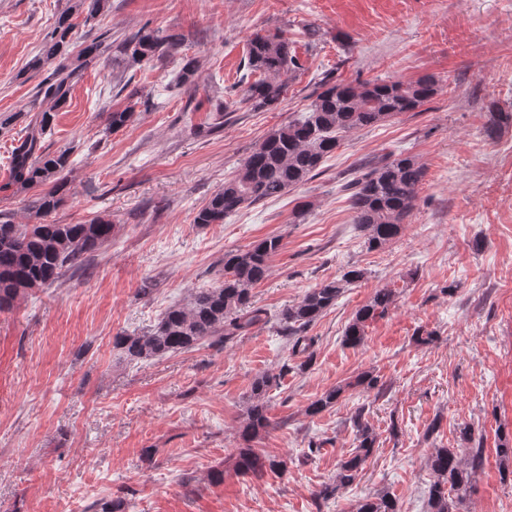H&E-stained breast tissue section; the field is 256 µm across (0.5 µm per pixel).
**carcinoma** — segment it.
Returning a JSON list of instances; mask_svg holds the SVG:
<instances>
[{
  "mask_svg": "<svg viewBox=\"0 0 512 512\" xmlns=\"http://www.w3.org/2000/svg\"><path fill=\"white\" fill-rule=\"evenodd\" d=\"M107 0H78L75 9L85 13L84 24L104 10ZM72 10L62 12L41 52L29 63L34 70L50 66L37 85L36 97L47 107L30 117L11 150L6 191L41 187L43 191L28 204L33 224H16L0 212V312L11 310L25 294L48 288L85 269L112 240L114 224L97 216L84 224H54L47 221L69 191L71 150L50 152L45 136L51 131L57 110L71 97L86 70L101 61L122 59L130 66L162 60L183 43L181 35L161 36L143 25L120 41L104 32L74 52L71 41ZM246 67L261 78L244 91L242 101L252 110L276 107L287 95L290 75L301 69L296 51L283 33L256 34L247 47ZM439 90L432 76L414 81L332 82L314 91L315 99L306 112L271 131L241 162L234 173L198 211V224H222L238 210L268 199L279 198L315 176L323 162L340 146L343 135L379 125L429 103ZM136 119V103L105 113V132H116ZM425 167L417 157L390 153L362 166L345 185L352 223L363 233L364 244L378 249L395 238L415 208ZM282 248V238L273 235L253 242L246 249L224 253V281L214 288L191 293L184 305L167 309L153 330L144 335L118 334L114 347L129 361L162 359L189 351L206 340L228 341L268 321L267 311L255 305L252 290L269 274L272 256ZM363 273L348 269L340 276L309 289L295 304L279 315L281 330L293 337L292 350L307 353L314 339L305 330L336 306L339 297ZM395 302L392 288L376 290L371 300L355 314L344 333L349 346L360 345L366 323L388 314ZM373 387L377 379L360 375L338 385L313 401L308 413L318 414L333 406L348 389ZM279 387L272 374H262L252 384L251 404L241 429L245 446L236 450L235 468L243 475L282 473L287 462L258 453L251 442L270 425L267 415L270 392ZM355 447L336 469V476L322 486L316 497L326 501L337 491L360 479L363 466L374 453L377 435L358 408L352 418ZM460 440L471 445L468 454L454 448L434 447L429 457L433 481L429 486L426 512H463L467 493L484 465L483 441L473 438L469 426L459 430ZM356 512H399L389 493H380L356 506Z\"/></svg>",
  "mask_w": 512,
  "mask_h": 512,
  "instance_id": "cac0c4a2",
  "label": "carcinoma"
}]
</instances>
